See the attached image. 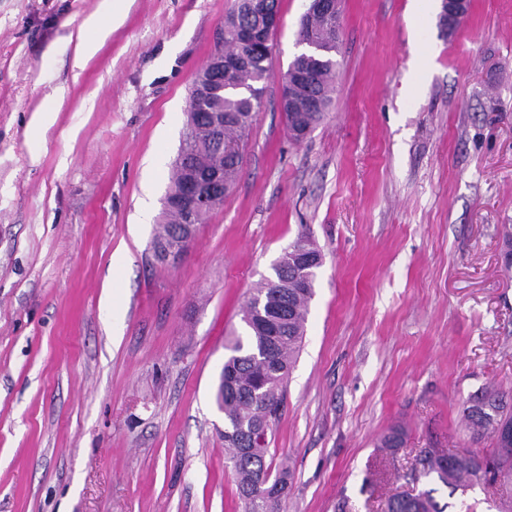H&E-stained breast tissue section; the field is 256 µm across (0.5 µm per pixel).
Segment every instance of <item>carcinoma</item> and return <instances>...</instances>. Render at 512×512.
Masks as SVG:
<instances>
[{"mask_svg": "<svg viewBox=\"0 0 512 512\" xmlns=\"http://www.w3.org/2000/svg\"><path fill=\"white\" fill-rule=\"evenodd\" d=\"M264 18L240 12V27L221 28L216 52H235L239 28L257 26ZM340 29L336 23L302 15L298 43L317 44L338 50ZM297 64L313 76L308 93L318 95L324 108L332 102L335 61L316 60L300 53ZM270 60L264 66L253 63L207 81L195 77L189 95L186 132L174 163L171 186L163 202V224L153 238L155 258L179 255L198 225L210 215L197 214L195 223H183L186 183L192 178L218 174L226 187L236 181L242 164V146L255 112L260 107L257 83L269 76ZM287 125L313 131L325 112L285 113ZM323 264L321 251L310 234L301 232L273 264L274 277L267 280L247 301L243 311L245 335L227 346L229 355L218 376L216 403L224 413L225 464L235 475L237 495L244 512H275L288 488L286 470L273 473L266 461L267 448H253L252 432L258 426L271 427L283 405V388L293 368L305 333L308 306L314 296L317 270ZM512 395L500 390H483L469 399L463 417L475 439L490 438L489 449L450 453L438 448L420 452L422 467L415 480L440 483L451 492H466L476 486L498 484L499 497L493 501L497 512H512V439L501 437L497 427L512 426ZM435 489L389 499L387 512H446Z\"/></svg>", "mask_w": 512, "mask_h": 512, "instance_id": "obj_1", "label": "carcinoma"}]
</instances>
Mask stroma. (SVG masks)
<instances>
[{
    "label": "stroma",
    "instance_id": "1",
    "mask_svg": "<svg viewBox=\"0 0 512 512\" xmlns=\"http://www.w3.org/2000/svg\"><path fill=\"white\" fill-rule=\"evenodd\" d=\"M304 5L282 0L238 180L162 264L234 0H0V512H243L215 387L302 230L323 264L267 434L293 474L278 512H386L421 449L479 450L466 402L512 390V0H471L451 34L441 0H340L332 104L298 142L279 96ZM92 16L112 29L76 72Z\"/></svg>",
    "mask_w": 512,
    "mask_h": 512
}]
</instances>
